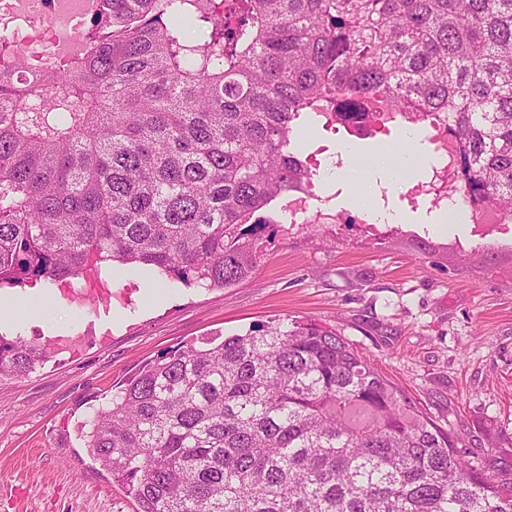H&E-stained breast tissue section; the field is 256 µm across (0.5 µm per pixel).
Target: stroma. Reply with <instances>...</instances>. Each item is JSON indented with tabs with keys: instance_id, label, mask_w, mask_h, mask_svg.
<instances>
[{
	"instance_id": "35a3bbf8",
	"label": "stroma",
	"mask_w": 512,
	"mask_h": 512,
	"mask_svg": "<svg viewBox=\"0 0 512 512\" xmlns=\"http://www.w3.org/2000/svg\"><path fill=\"white\" fill-rule=\"evenodd\" d=\"M388 132L317 129L303 159L344 165L377 157ZM373 205L404 214L374 230L354 188ZM410 182L385 170L351 172L314 187L297 223L284 199L266 214L257 265L246 280L215 290L162 279L146 297L140 273L114 265L105 282L82 290L28 280L0 288L16 302L41 298L45 316L0 336L47 344V361L23 378L0 377V512H136L84 446L80 427L144 364L179 346L257 324L315 320L331 326L485 467L512 473V236L475 224L432 231L439 208L412 198Z\"/></svg>"
}]
</instances>
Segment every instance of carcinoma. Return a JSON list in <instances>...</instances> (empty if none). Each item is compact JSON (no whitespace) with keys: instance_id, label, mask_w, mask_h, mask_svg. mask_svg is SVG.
Returning <instances> with one entry per match:
<instances>
[{"instance_id":"cac0c4a2","label":"carcinoma","mask_w":512,"mask_h":512,"mask_svg":"<svg viewBox=\"0 0 512 512\" xmlns=\"http://www.w3.org/2000/svg\"><path fill=\"white\" fill-rule=\"evenodd\" d=\"M22 56L0 41V286L246 279L319 116L444 112L472 204L512 212V0H96L80 49ZM44 360L0 336V376ZM459 441L314 321L168 351L84 435L137 512H512Z\"/></svg>"}]
</instances>
